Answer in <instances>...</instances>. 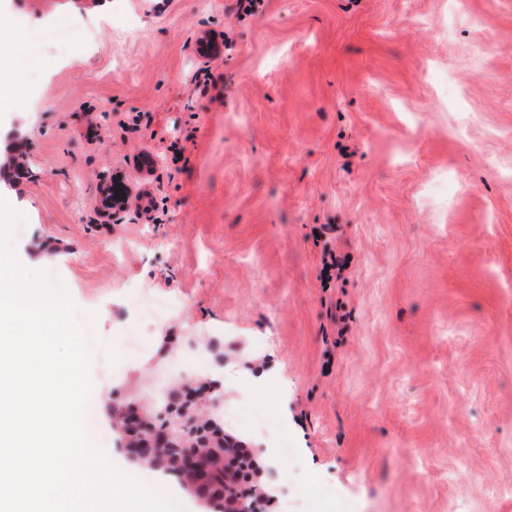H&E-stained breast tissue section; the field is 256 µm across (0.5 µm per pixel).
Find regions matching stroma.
Wrapping results in <instances>:
<instances>
[{
	"label": "stroma",
	"instance_id": "stroma-1",
	"mask_svg": "<svg viewBox=\"0 0 512 512\" xmlns=\"http://www.w3.org/2000/svg\"><path fill=\"white\" fill-rule=\"evenodd\" d=\"M0 28L38 74L0 112L9 244L89 314L110 464L203 512L114 421L151 408L150 375L206 409L217 375L295 448L225 424L280 489L261 512L329 489L343 512H512V0H0ZM123 190L147 197L116 218ZM148 290L181 311L140 321Z\"/></svg>",
	"mask_w": 512,
	"mask_h": 512
}]
</instances>
